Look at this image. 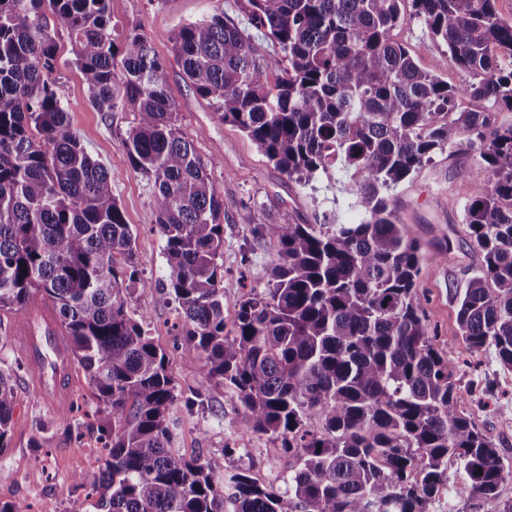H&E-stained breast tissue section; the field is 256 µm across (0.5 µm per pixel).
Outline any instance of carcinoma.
I'll return each instance as SVG.
<instances>
[{
  "label": "carcinoma",
  "instance_id": "carcinoma-1",
  "mask_svg": "<svg viewBox=\"0 0 512 512\" xmlns=\"http://www.w3.org/2000/svg\"><path fill=\"white\" fill-rule=\"evenodd\" d=\"M497 0H240L180 26L173 49L196 93L299 185L338 175L365 209L359 224L257 228L278 242L269 288L238 304L224 334V197L176 125L164 60L137 29L114 36L110 0H0V311L49 299L98 401L107 455L100 512H427L462 461L467 500L512 512V474L461 409L456 365L430 334L418 279L421 243L394 192L437 153L467 142L485 183L464 206L481 264L456 313L465 353L495 348L512 369V19ZM417 17L446 47L421 69L392 32ZM100 112H131L121 146L153 185L167 275L203 361L186 404L233 386L254 433L294 457L280 485L222 456L173 448L177 401L166 355L128 310L139 282L134 233L103 164L73 132L53 77L50 19ZM278 46L271 56L248 28ZM465 76L451 85L441 72ZM13 370L0 368V452L13 416ZM317 412L319 435L304 419Z\"/></svg>",
  "mask_w": 512,
  "mask_h": 512
}]
</instances>
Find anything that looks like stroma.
Here are the masks:
<instances>
[{
  "label": "stroma",
  "instance_id": "stroma-1",
  "mask_svg": "<svg viewBox=\"0 0 512 512\" xmlns=\"http://www.w3.org/2000/svg\"><path fill=\"white\" fill-rule=\"evenodd\" d=\"M215 6L233 19L242 17L239 0L110 3L117 31L139 29L150 39L157 56L167 62L168 88L178 106L181 131L200 156L211 162L216 187L238 203L224 218V332L231 336L239 300L250 291L267 288L268 271L279 250L275 240L258 237L256 227L285 216L300 224H319L327 217L339 224H356L363 209L352 204L335 181L323 177L311 189L288 179L238 128L218 119L186 81L170 37L181 24ZM396 38L428 70L435 69L444 53L443 46L431 39L424 23L416 18L408 19ZM57 41L58 93L69 105L72 129L90 155L105 165L112 193L134 231L140 281L128 301V311L143 317L145 332L167 355L168 372L178 395L173 406L178 422L176 448L188 460L221 455L226 471L246 468L258 483L279 482L288 472V455L279 439L246 428L244 410L232 386L222 382L209 385L207 413L186 406V398L201 379L202 362L183 334L175 303L160 289L166 265L164 241L152 205L153 188L146 177L130 168L120 143L133 115L94 109L66 32H59ZM474 162V153L463 145L455 156L435 155L413 180L397 188L398 214L410 224L429 256L419 286L427 297L426 312L438 345L450 359L461 363L457 376L461 406L499 448L505 465L512 466V370L501 366L491 346L465 356L456 323L457 297L481 264L463 222L465 202L485 188L469 175ZM447 240L453 248L443 258L439 251ZM14 387L8 446L0 451V506L23 502L30 512H97L96 498L90 493L102 465L97 423L91 415L96 401L82 372H75L69 395L86 414L79 430L72 417L42 402L29 378L15 380ZM77 430L82 436L76 440L72 434ZM77 475L83 476V486L70 497H62L61 486ZM467 483L462 463L449 459L447 485L429 503L428 512H483L463 496Z\"/></svg>",
  "mask_w": 512,
  "mask_h": 512
}]
</instances>
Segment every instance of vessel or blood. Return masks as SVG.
I'll return each mask as SVG.
<instances>
[{"instance_id": "1", "label": "vessel or blood", "mask_w": 512, "mask_h": 512, "mask_svg": "<svg viewBox=\"0 0 512 512\" xmlns=\"http://www.w3.org/2000/svg\"><path fill=\"white\" fill-rule=\"evenodd\" d=\"M19 327L24 338L18 344V351L31 365L42 364L43 347H50L53 352L56 370L52 374V386H45V380L40 375L34 376L33 383L37 390L42 391L48 406H57L70 394L72 367L56 313L47 304H32L28 308L26 319L20 321Z\"/></svg>"}]
</instances>
